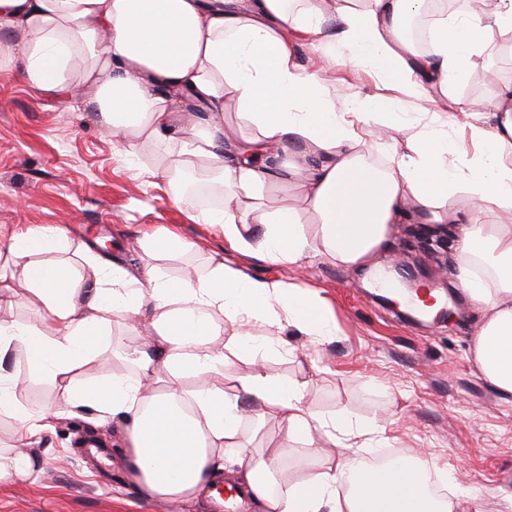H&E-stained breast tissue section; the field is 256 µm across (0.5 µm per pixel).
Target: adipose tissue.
I'll return each mask as SVG.
<instances>
[{
    "label": "adipose tissue",
    "instance_id": "obj_1",
    "mask_svg": "<svg viewBox=\"0 0 512 512\" xmlns=\"http://www.w3.org/2000/svg\"><path fill=\"white\" fill-rule=\"evenodd\" d=\"M431 2L0 0V34L31 89L100 112L131 158L145 140L163 148L179 113L177 90L191 87L210 128L174 143L175 162L152 173L174 186L180 205L188 166L207 161L221 203L194 216L219 225L233 251L292 266L315 256L361 266L388 249L394 225L449 231L458 240L457 284L484 312L472 360L512 398V224L482 221L512 214V81L487 104L456 93L495 37L512 34V0H463L460 10L435 13ZM421 16L430 19L423 48L405 30ZM300 44L321 49V67L359 64L403 96L445 109L407 116L375 111L367 98L338 100L298 62ZM229 107L246 134L225 135ZM461 111L478 146L467 157L448 137ZM385 122L414 130L415 146L387 151L379 167L366 134ZM286 180L297 206L267 210V194ZM460 195L469 208L455 206ZM66 245L60 229L41 226L0 240V298L26 299L49 321L43 330L0 318V356L51 378L68 406L121 419L123 467L144 501L208 497L229 459L257 512H459L458 498L426 494L433 461L366 466L356 449L382 447L379 421L319 414L306 403L307 383L261 364L225 385L218 316L233 325L241 356L266 346L290 355L288 341L258 338L251 327L285 325L315 342L334 335L315 291L246 275L218 255L204 272L164 278L87 247L75 270L52 258ZM116 318L132 338L115 350L134 371L88 378L83 368L100 359ZM15 387L0 373V413L28 438L51 432L49 415L17 402ZM249 413L282 424L284 442L253 447L242 426ZM294 441L314 445L322 469L286 486L277 465Z\"/></svg>",
    "mask_w": 512,
    "mask_h": 512
}]
</instances>
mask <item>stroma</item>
<instances>
[{"label": "stroma", "mask_w": 512, "mask_h": 512, "mask_svg": "<svg viewBox=\"0 0 512 512\" xmlns=\"http://www.w3.org/2000/svg\"><path fill=\"white\" fill-rule=\"evenodd\" d=\"M512 79V51L498 39L461 84L465 99L492 98ZM331 89L337 97L377 96L379 112H408L412 106L392 87L377 86L365 71L337 66ZM139 160L122 154L101 115L80 105L37 95L0 59V234H20L35 225L62 229L76 262L80 245L101 239L127 257L149 238L171 231L185 247L156 260L158 272L175 277L203 271L209 256L222 252L245 273L315 288L336 321V334L322 342L285 327L279 335L296 349L256 357L234 353V336L224 338L226 378L262 363L281 377L309 382L307 403L318 413L347 412L386 425L385 446L413 452L446 469L453 487L466 492L467 512H503L512 496V401L502 399L480 375L470 354L482 310L463 290L448 291L454 280L455 247L439 259L411 251L409 227L396 225L389 251L376 262L392 264L403 255L425 270L421 288L444 291L447 307L464 321L414 326L400 321L366 287L365 272L323 258L299 266L274 264L229 250L221 228L191 218L171 200L172 189ZM0 371L24 375L17 400L35 411L60 408L55 430L37 452L43 469L33 482L0 486V512H222L212 501L139 500L115 453L121 442L116 423L93 408L62 410V389L7 356Z\"/></svg>", "instance_id": "1"}]
</instances>
